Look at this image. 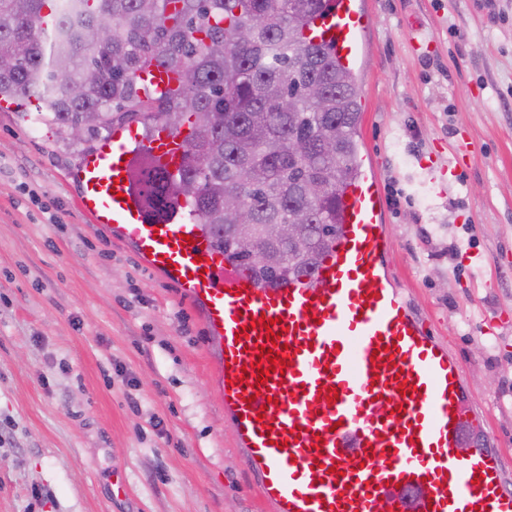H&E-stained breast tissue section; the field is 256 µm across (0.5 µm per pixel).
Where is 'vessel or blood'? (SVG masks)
Returning <instances> with one entry per match:
<instances>
[{
    "label": "vessel or blood",
    "mask_w": 512,
    "mask_h": 512,
    "mask_svg": "<svg viewBox=\"0 0 512 512\" xmlns=\"http://www.w3.org/2000/svg\"><path fill=\"white\" fill-rule=\"evenodd\" d=\"M365 26L357 0H330L311 33L349 68ZM139 79L160 90L180 84L157 65ZM189 134L157 127L154 165L177 172ZM137 137L117 129L83 155L79 205L200 309L214 389L272 512H512L459 361L386 274L376 180L344 187L340 231L311 275L265 283L225 258L190 215L147 217L129 177ZM270 332L285 366L262 382L256 366Z\"/></svg>",
    "instance_id": "1"
}]
</instances>
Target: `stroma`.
Instances as JSON below:
<instances>
[{"mask_svg":"<svg viewBox=\"0 0 512 512\" xmlns=\"http://www.w3.org/2000/svg\"><path fill=\"white\" fill-rule=\"evenodd\" d=\"M360 156L387 272L459 360L512 483V0H362ZM0 109V512H272L200 312L78 206L107 129Z\"/></svg>","mask_w":512,"mask_h":512,"instance_id":"1","label":"stroma"}]
</instances>
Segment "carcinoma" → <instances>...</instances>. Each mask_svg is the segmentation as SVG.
Masks as SVG:
<instances>
[{
  "label": "carcinoma",
  "instance_id": "obj_1",
  "mask_svg": "<svg viewBox=\"0 0 512 512\" xmlns=\"http://www.w3.org/2000/svg\"><path fill=\"white\" fill-rule=\"evenodd\" d=\"M329 2L0 0V54L15 60L0 67V97H34L39 116L67 129L89 119L90 131L112 127L113 105L148 131L189 126L175 175L137 147L131 184L146 215L161 221L188 208L229 260L261 281L309 275L339 232L341 190L359 175L356 78L308 35ZM46 9L56 16L48 30ZM153 64L180 74L176 91L138 82ZM314 180L326 185L316 201L302 194ZM291 220L309 225L302 255L265 237L267 225ZM240 224L265 260L238 250Z\"/></svg>",
  "mask_w": 512,
  "mask_h": 512
}]
</instances>
